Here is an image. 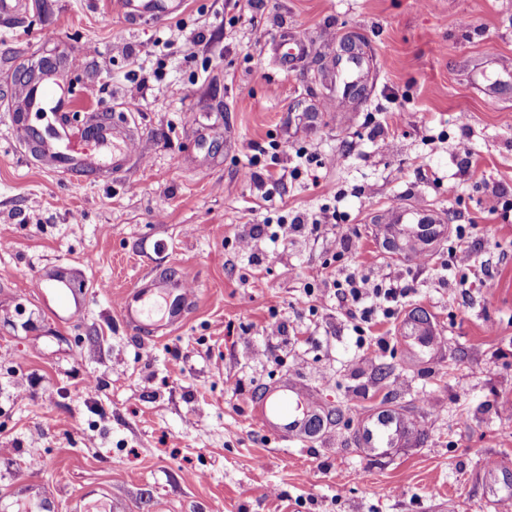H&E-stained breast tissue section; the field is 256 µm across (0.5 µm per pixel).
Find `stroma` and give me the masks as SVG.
<instances>
[{"label":"stroma","mask_w":512,"mask_h":512,"mask_svg":"<svg viewBox=\"0 0 512 512\" xmlns=\"http://www.w3.org/2000/svg\"><path fill=\"white\" fill-rule=\"evenodd\" d=\"M0 15V505L54 512L95 488L90 512H500L512 496V0H185L139 26L118 0H27ZM198 41L184 53L186 35ZM363 47V95L343 91L323 41ZM66 63L72 128L133 135L119 172L84 175L33 155L15 128L18 67ZM495 87L499 106H486ZM309 165L292 170L299 153ZM282 173L270 193L251 172ZM446 218L427 261L389 252L392 203ZM336 212L287 241L252 225ZM466 242L475 256L449 271ZM325 279L307 284L310 269ZM408 286L367 327L338 302L352 267ZM197 298L167 336L128 329L115 297L158 270ZM86 308L54 315L60 274ZM329 296L312 305L305 288ZM428 321L433 350L402 341ZM284 324L271 336L272 323ZM381 344L362 352L359 330ZM271 358H260L263 348ZM329 415L287 442L253 417L283 376ZM402 412L411 444L361 447L362 415ZM499 460L497 471L485 465Z\"/></svg>","instance_id":"obj_1"}]
</instances>
